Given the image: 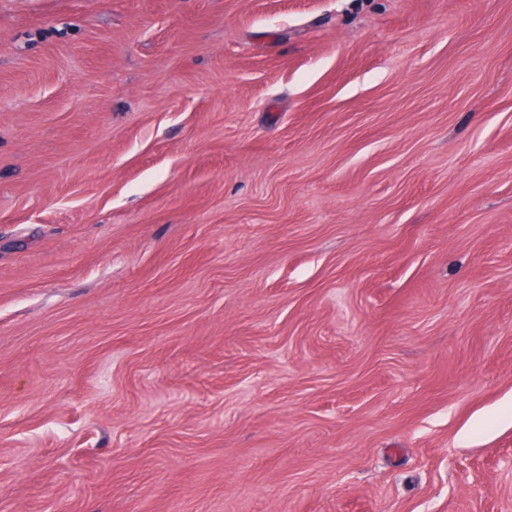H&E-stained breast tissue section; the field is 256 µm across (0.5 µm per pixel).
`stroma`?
I'll list each match as a JSON object with an SVG mask.
<instances>
[{
  "label": "stroma",
  "mask_w": 512,
  "mask_h": 512,
  "mask_svg": "<svg viewBox=\"0 0 512 512\" xmlns=\"http://www.w3.org/2000/svg\"><path fill=\"white\" fill-rule=\"evenodd\" d=\"M0 512H512V0H0Z\"/></svg>",
  "instance_id": "1"
}]
</instances>
